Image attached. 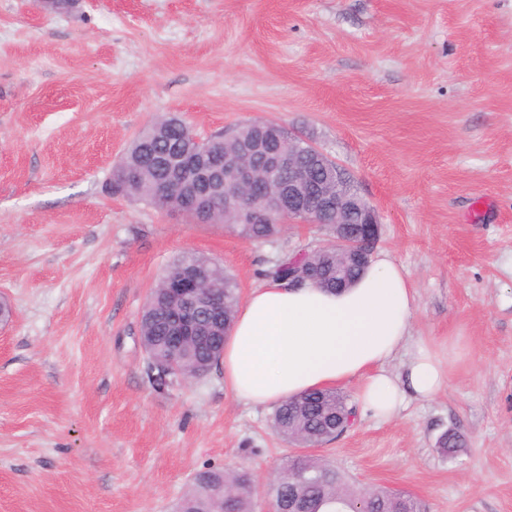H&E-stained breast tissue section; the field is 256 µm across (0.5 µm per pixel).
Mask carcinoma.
Segmentation results:
<instances>
[{
  "label": "carcinoma",
  "instance_id": "obj_1",
  "mask_svg": "<svg viewBox=\"0 0 512 512\" xmlns=\"http://www.w3.org/2000/svg\"><path fill=\"white\" fill-rule=\"evenodd\" d=\"M196 137L190 125L177 114L163 115L149 125L131 143L112 174V194L133 198L159 209L183 207L184 194L194 195L196 212L188 218L197 223H224V194L242 202L248 193L242 189L222 190L221 185L206 187L192 180L182 182L183 191H162L176 174L157 163V158L179 159ZM283 217L275 216L265 224H235L242 236L267 241L281 230ZM296 255H286L263 271L275 281L288 280ZM311 267L309 281L336 291L353 284L364 267H348L336 282V248L314 250L306 258ZM213 262L194 253L174 261L163 278L174 280L181 271L196 267L205 273L200 281L202 299L181 310L170 306L169 291L155 287L143 309L139 333L146 347L147 369L153 382L162 387L178 376H207L217 365L226 330L234 322L240 301L236 279L224 271L212 275ZM188 318L199 337L188 352L169 346L170 324L174 318ZM354 414L350 398L335 389L304 392L274 408L271 425L287 443L303 448L333 440L336 425H345ZM258 489L254 475L247 469H207L198 472L182 496L179 512H255ZM267 502L277 512H421L413 497L390 489L359 491L328 462L314 455L286 458L278 468V478L267 485Z\"/></svg>",
  "mask_w": 512,
  "mask_h": 512
}]
</instances>
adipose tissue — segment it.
<instances>
[{
	"mask_svg": "<svg viewBox=\"0 0 512 512\" xmlns=\"http://www.w3.org/2000/svg\"><path fill=\"white\" fill-rule=\"evenodd\" d=\"M415 302L406 273L386 253L338 292L267 281L238 308L224 340V386L252 406L269 407L357 380L361 412L392 420L407 393L429 398L448 382L446 367L423 347L403 373L387 370L411 336Z\"/></svg>",
	"mask_w": 512,
	"mask_h": 512,
	"instance_id": "obj_1",
	"label": "adipose tissue"
}]
</instances>
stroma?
I'll return each mask as SVG.
<instances>
[{
  "instance_id": "obj_1",
  "label": "stroma",
  "mask_w": 512,
  "mask_h": 512,
  "mask_svg": "<svg viewBox=\"0 0 512 512\" xmlns=\"http://www.w3.org/2000/svg\"><path fill=\"white\" fill-rule=\"evenodd\" d=\"M162 113L203 138L261 119L318 145L408 275L411 338L389 368L423 344L448 386L390 422L357 416L318 456L423 512H512V0H0V512H175L200 470L262 476L299 452L220 371L147 374L140 316L176 259L221 264L245 297L328 242L291 220L259 243L111 195Z\"/></svg>"
}]
</instances>
